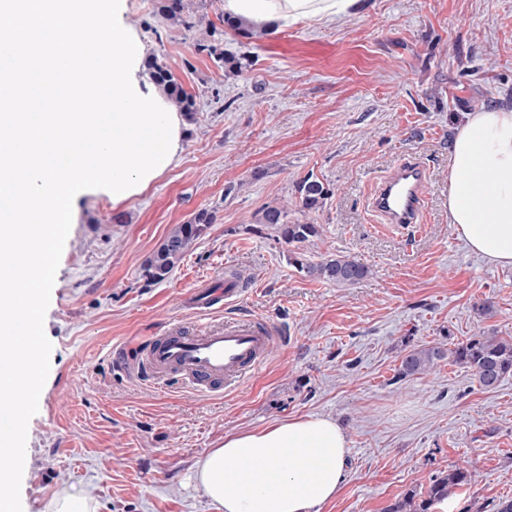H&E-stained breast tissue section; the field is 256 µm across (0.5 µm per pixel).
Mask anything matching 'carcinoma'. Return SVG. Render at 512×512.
I'll return each instance as SVG.
<instances>
[{"instance_id":"1","label":"carcinoma","mask_w":512,"mask_h":512,"mask_svg":"<svg viewBox=\"0 0 512 512\" xmlns=\"http://www.w3.org/2000/svg\"><path fill=\"white\" fill-rule=\"evenodd\" d=\"M185 8L184 0H156V14L172 26L191 30L195 23L185 15ZM194 50L207 53L221 68H238L235 59L224 55V50L211 41L194 43ZM144 66L151 80L165 92L179 111L188 119H193L196 112L195 97L186 91L168 65L152 55L145 60ZM295 192L301 209L308 211L320 208L329 195V189L311 176L300 180ZM211 223L213 215L201 210L191 220L174 225L164 241L145 261L143 272L146 279L155 283L164 281ZM259 223L272 227L277 237L297 250L319 234L315 224L288 221V211L283 207L266 208L259 217ZM293 264L308 277L338 286L354 285L369 274L368 267L353 258L341 255H329L315 263H304L295 259ZM443 360L471 370L480 386L492 389L512 374V338L470 336L448 348L438 344L416 346L405 351L398 375L402 378L420 375ZM471 482V471L464 467L450 468L446 474L433 480L427 498L418 502L415 494L409 492L389 505L386 512H428L435 501Z\"/></svg>"}]
</instances>
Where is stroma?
Here are the masks:
<instances>
[{"instance_id":"1","label":"stroma","mask_w":512,"mask_h":512,"mask_svg":"<svg viewBox=\"0 0 512 512\" xmlns=\"http://www.w3.org/2000/svg\"><path fill=\"white\" fill-rule=\"evenodd\" d=\"M187 4L239 67L195 54L154 0H129L146 54L194 94L196 114L178 165L143 195L79 204L44 320L50 370L28 423L23 512L84 494L97 512H216L194 488L197 460L225 434L309 414L335 419L350 447L342 489L321 512L424 498L454 464L474 479L449 496L448 512H494L512 498V375L486 389L445 361L424 375L397 371L408 347L512 337V266L472 253L448 222L457 123L512 102V0H366L358 16L248 37L224 25V0ZM408 153L429 171L426 226L377 228L369 187ZM308 175L330 194L304 213L295 185ZM282 205L289 220L320 227L300 249L305 261L348 255L369 275L341 287L300 273L288 244L258 222ZM201 210L214 216L204 235L166 280H146V259ZM228 270L236 304L184 306L189 294L223 287ZM485 301L492 315L477 313ZM234 316L286 338L234 389L200 393L174 380L159 390L128 374L148 337Z\"/></svg>"}]
</instances>
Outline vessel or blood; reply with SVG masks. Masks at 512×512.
I'll list each match as a JSON object with an SVG mask.
<instances>
[{"mask_svg": "<svg viewBox=\"0 0 512 512\" xmlns=\"http://www.w3.org/2000/svg\"><path fill=\"white\" fill-rule=\"evenodd\" d=\"M426 176L420 158L409 155L380 177L368 200L377 223L421 230ZM278 339V331L249 317L202 329L177 324L143 342L130 371L156 389L165 388L169 376L177 374L189 389L219 393L256 371Z\"/></svg>", "mask_w": 512, "mask_h": 512, "instance_id": "obj_1", "label": "vessel or blood"}]
</instances>
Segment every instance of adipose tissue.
I'll return each mask as SVG.
<instances>
[{"mask_svg":"<svg viewBox=\"0 0 512 512\" xmlns=\"http://www.w3.org/2000/svg\"><path fill=\"white\" fill-rule=\"evenodd\" d=\"M364 0H224L225 15L289 26L333 23ZM448 222L475 254L512 266V105L465 113L448 161ZM349 453L331 417L305 415L225 435L196 463L217 512H321L339 494Z\"/></svg>","mask_w":512,"mask_h":512,"instance_id":"obj_1","label":"adipose tissue"}]
</instances>
